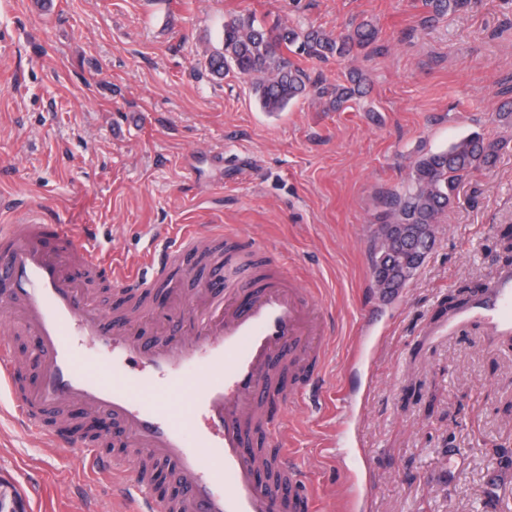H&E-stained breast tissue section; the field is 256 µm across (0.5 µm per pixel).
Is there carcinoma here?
Wrapping results in <instances>:
<instances>
[{"instance_id":"cac0c4a2","label":"carcinoma","mask_w":512,"mask_h":512,"mask_svg":"<svg viewBox=\"0 0 512 512\" xmlns=\"http://www.w3.org/2000/svg\"><path fill=\"white\" fill-rule=\"evenodd\" d=\"M469 0H426L433 15L438 17L456 12L468 5ZM376 39V31L367 24L358 26L353 33L334 39L319 29L297 32L288 27L267 29L250 14L224 23L222 48L208 59L210 70L218 75L235 69L239 74L255 79L253 89L263 108L270 112L283 110L291 101L304 95L307 85L301 71L285 57V52L296 47L309 57L324 59L336 54L352 55ZM330 94L332 103L341 108L355 90L336 86L322 88L319 94ZM501 141L484 140L473 133L451 144L448 149L419 158L412 167L410 180L401 192L387 196V212L381 223L408 225V236L434 239L433 225L450 206L455 192L468 173L481 165L490 164L500 150ZM423 263L402 249L372 265L374 276L384 280L382 287L393 293L402 287Z\"/></svg>"}]
</instances>
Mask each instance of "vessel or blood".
Instances as JSON below:
<instances>
[{"label":"vessel or blood","instance_id":"1","mask_svg":"<svg viewBox=\"0 0 512 512\" xmlns=\"http://www.w3.org/2000/svg\"><path fill=\"white\" fill-rule=\"evenodd\" d=\"M57 236L63 251L42 241ZM204 235L184 234L179 245L144 257V269L118 268L92 237L59 224L0 225V301L18 305L36 338L42 368L35 396L16 390L9 345L0 342V390L11 393L18 418L51 446L78 449L85 464L112 480L114 499L134 512H316L315 498L300 487L298 459L279 453L275 478L255 479V429L279 439V418L259 421L251 411L275 393L277 373L288 360L306 364L301 381L319 382L323 363L312 339L326 333L312 305L291 284L280 264L262 277L216 262L209 281L211 307L195 319L186 344L141 341L89 309L68 268L77 257L84 270L109 280L125 295H143L164 284L173 268L198 249ZM482 323L499 336L512 335V267L496 270L486 288L455 323ZM77 404L119 422L132 447L173 466L182 482L177 498L157 496L142 475L120 477L122 461L80 439L48 428L46 412Z\"/></svg>","mask_w":512,"mask_h":512}]
</instances>
